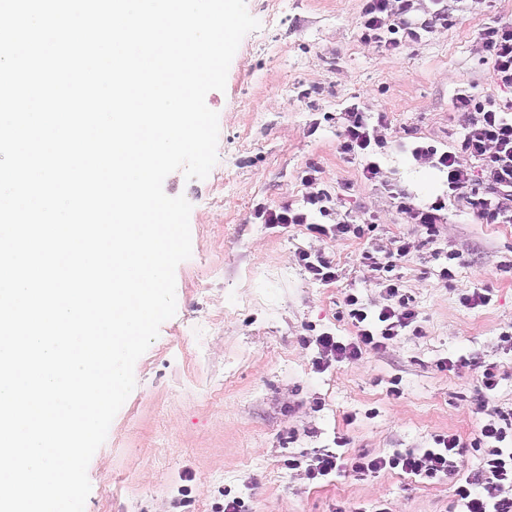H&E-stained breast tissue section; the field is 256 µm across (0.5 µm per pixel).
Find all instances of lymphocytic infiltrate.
Here are the masks:
<instances>
[{"label": "lymphocytic infiltrate", "instance_id": "lymphocytic-infiltrate-1", "mask_svg": "<svg viewBox=\"0 0 512 512\" xmlns=\"http://www.w3.org/2000/svg\"><path fill=\"white\" fill-rule=\"evenodd\" d=\"M414 7V0H363L360 13L361 37L391 49L400 37L416 38L405 16ZM481 38L490 60L493 81L497 87L512 90V26L500 24L482 29ZM452 105L461 114L459 152L438 151L427 142L415 143L411 155L415 161L432 164L445 172L448 191L465 198L473 217L485 224L512 223V98L496 99L483 96L469 88L458 89ZM385 139L377 135L369 116L358 106L345 113L344 130L339 143L341 154L349 159L368 154L370 148H385ZM467 154L478 163L477 170L460 164L459 154ZM447 204L438 197L420 205L400 196L397 208L411 223L420 227L427 239H434L444 220ZM362 260L377 271L378 283L385 288L389 302L380 310H369L357 294L344 298V314L356 328L354 338L343 340L331 334L318 336L323 351L336 361H353L364 351L387 349L402 331L415 323L418 314L400 292L392 276L393 262H378L369 252ZM512 435V416L503 423H487L470 444H461L453 435H438L429 448H409L390 455L356 457L345 465L341 455L326 452L309 466L310 478L352 471L364 477L383 470H398L419 479L437 483L447 478L455 480V505L460 512H512V497L501 494L504 484H512V448L506 440ZM481 453L479 469L470 475L456 477L455 458L465 450Z\"/></svg>", "mask_w": 512, "mask_h": 512}]
</instances>
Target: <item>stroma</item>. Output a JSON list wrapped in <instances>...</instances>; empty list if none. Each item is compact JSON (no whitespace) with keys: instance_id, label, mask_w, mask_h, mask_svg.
Instances as JSON below:
<instances>
[{"instance_id":"35a3bbf8","label":"stroma","mask_w":512,"mask_h":512,"mask_svg":"<svg viewBox=\"0 0 512 512\" xmlns=\"http://www.w3.org/2000/svg\"><path fill=\"white\" fill-rule=\"evenodd\" d=\"M447 5V21L388 51L362 39V0H246L260 26L241 41L225 90L206 96L219 116L218 160L205 179L176 171L163 182L192 206L177 311L137 360L136 386L89 463L84 512H221L234 498L246 512H452L449 480L308 476L340 437L348 459L427 448L438 434L468 443L512 412V224L477 223L452 197L429 243L397 208L402 192L422 204L445 193V173L409 148L459 152L458 88L512 95L494 84L480 39L512 24V0ZM353 105L386 116L374 182L338 150ZM319 191L332 209L373 220L372 231L339 240L265 223L264 213L305 208ZM399 239L409 253L393 274L417 332L323 364L316 336L355 334L340 317L346 293L372 310L387 303L362 252L386 257ZM305 252L329 257L334 279L306 272ZM476 288L491 294L487 306L463 303ZM445 358L452 371L439 369ZM487 364L499 378L492 392L480 383Z\"/></svg>"}]
</instances>
